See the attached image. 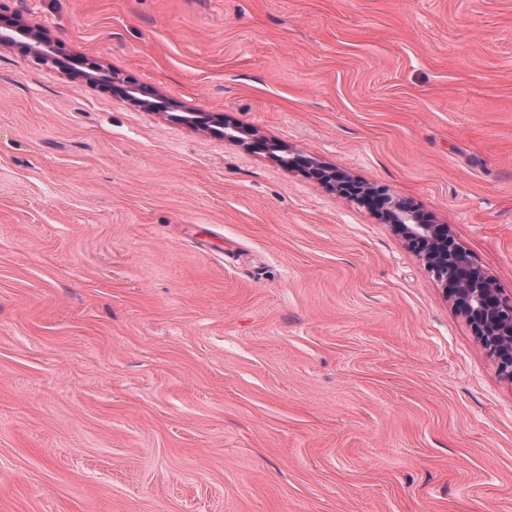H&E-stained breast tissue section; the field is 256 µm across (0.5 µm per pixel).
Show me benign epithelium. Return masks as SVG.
Instances as JSON below:
<instances>
[{
  "label": "benign epithelium",
  "mask_w": 512,
  "mask_h": 512,
  "mask_svg": "<svg viewBox=\"0 0 512 512\" xmlns=\"http://www.w3.org/2000/svg\"><path fill=\"white\" fill-rule=\"evenodd\" d=\"M14 46L43 65L63 67L46 28L0 19V47ZM98 72L99 67L92 61L87 62L84 70H64L70 78L90 84L98 79ZM112 82L131 104L152 109L153 101L145 98L141 88L117 76L112 77ZM203 123L225 127L224 139L247 148L259 142L252 130L224 126L221 115H206ZM328 176L329 186L338 195L371 205L380 223L392 227L422 257L444 285L458 314L471 325L482 346L496 359L499 372L512 380V298L504 297L494 280L456 242L450 225L430 221L413 204L394 199L383 187L358 184L344 171H330Z\"/></svg>",
  "instance_id": "1"
}]
</instances>
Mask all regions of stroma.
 <instances>
[{
    "label": "stroma",
    "mask_w": 512,
    "mask_h": 512,
    "mask_svg": "<svg viewBox=\"0 0 512 512\" xmlns=\"http://www.w3.org/2000/svg\"><path fill=\"white\" fill-rule=\"evenodd\" d=\"M0 512H512V381L400 236L512 297V0H0ZM0 13V47H19L31 55L40 64L51 68L59 67L70 78L85 83H94L99 72L98 64L87 62V70H75L74 74L65 69L51 43V37L46 28L40 25H27L19 21L1 20ZM112 82L114 84V87L121 93V95L129 101L131 104L135 106H139L142 108H146L148 110H151L153 107V101L142 98L146 97L147 95L143 92L141 88L138 86L122 80L121 78L117 76L112 75ZM328 185L343 198L372 206L381 224H388L419 254L447 290L458 314L468 322L482 346L496 359L499 372L512 380V298L454 239L451 227L436 224L413 204L398 201L383 187L357 184L344 171H329Z\"/></svg>",
    "instance_id": "35a3bbf8"
}]
</instances>
